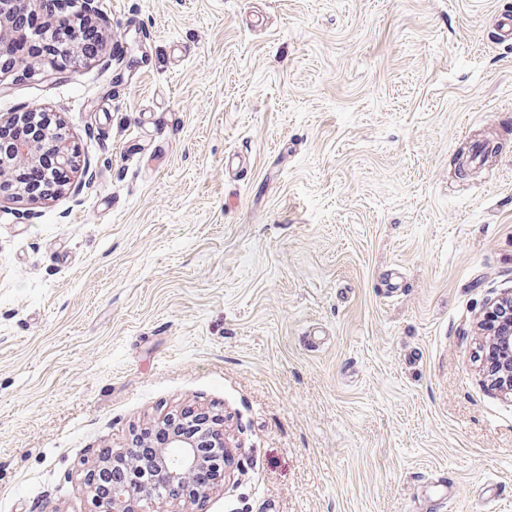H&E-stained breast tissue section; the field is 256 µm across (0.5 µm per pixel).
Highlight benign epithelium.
Masks as SVG:
<instances>
[{
	"label": "benign epithelium",
	"instance_id": "obj_1",
	"mask_svg": "<svg viewBox=\"0 0 512 512\" xmlns=\"http://www.w3.org/2000/svg\"><path fill=\"white\" fill-rule=\"evenodd\" d=\"M13 0H0V37L13 35ZM39 112L31 110L16 116L32 132L0 154V193L12 195L49 196L62 190L57 184V173L75 166L74 156L65 148L62 133L50 131L38 120ZM52 165L43 172V185L34 190L24 184V173L38 167L45 157ZM483 331L484 347L490 349L485 374L490 384L504 394H512V292L488 303L479 322ZM189 421L198 424L204 435L211 438L218 451L214 458L222 457L219 449L226 447L224 419L217 414L202 412L197 417L170 414L162 424L176 429ZM125 463L122 458L101 462L89 475L87 483L92 493L91 512H147L149 505L162 502H181L201 499L208 488L195 482L196 473L204 467L205 460L196 442L172 433L167 447L157 451L156 457L145 463L134 461L130 465L133 481L114 482L108 493L100 495L96 488L104 478L109 464Z\"/></svg>",
	"mask_w": 512,
	"mask_h": 512
}]
</instances>
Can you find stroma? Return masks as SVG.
Masks as SVG:
<instances>
[{"label": "stroma", "mask_w": 512, "mask_h": 512, "mask_svg": "<svg viewBox=\"0 0 512 512\" xmlns=\"http://www.w3.org/2000/svg\"><path fill=\"white\" fill-rule=\"evenodd\" d=\"M0 64L77 189L0 196V512H91L103 450L223 415L156 512H512V0H100ZM126 53L116 56L115 40ZM479 328L485 336L483 348H490L484 371L490 384L512 394V292L488 303ZM189 420L191 423H197L199 428L204 431V435L211 438L216 448H231L226 446L228 438L224 433V419L219 414H209L207 412L199 413V416L190 417L188 414H170L162 421V424L171 428L173 431L179 424H183Z\"/></svg>", "instance_id": "1"}]
</instances>
